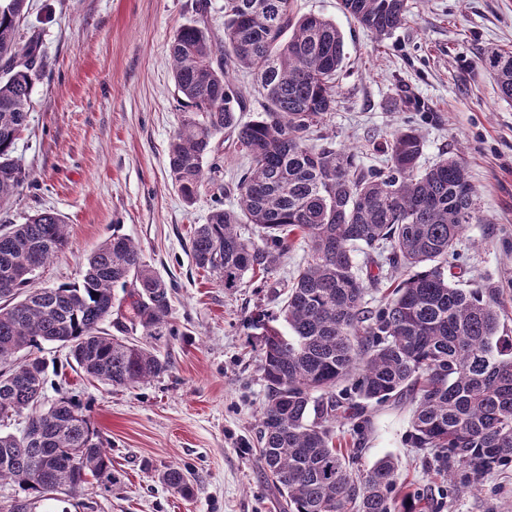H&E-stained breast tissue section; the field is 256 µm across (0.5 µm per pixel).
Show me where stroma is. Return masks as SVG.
<instances>
[{
	"label": "stroma",
	"instance_id": "obj_1",
	"mask_svg": "<svg viewBox=\"0 0 512 512\" xmlns=\"http://www.w3.org/2000/svg\"><path fill=\"white\" fill-rule=\"evenodd\" d=\"M194 3L27 0L20 32L39 33L46 67L16 144L30 178L0 225L39 210L64 217L68 245L39 270V287L80 280L85 258L112 233L131 238L174 286L175 328L156 343L169 370L128 388L88 382L67 348L44 344L47 401L91 400L117 481L108 490L90 482L74 495L60 491L34 512H283L256 443L266 389L251 318L278 313L306 245L296 241L269 277H245L230 291L195 265L193 229L205 223L214 190L203 186L194 204L184 203L167 164L182 120L169 44L194 19ZM295 5L344 35L340 95L325 129L337 147L381 167L377 145L411 124L425 137L422 166L455 155L467 167L483 221L466 226L449 263L460 287L498 289L501 323L512 332V101L480 62L489 50H512V0H408V22L380 42L340 0ZM411 414L407 404L377 406L364 432L345 420L334 437L361 449L363 470L392 456L395 496L411 493L427 512H512V462L459 489L413 448ZM171 465L193 472V498L159 483Z\"/></svg>",
	"mask_w": 512,
	"mask_h": 512
}]
</instances>
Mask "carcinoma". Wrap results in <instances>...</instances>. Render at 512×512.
<instances>
[{
    "label": "carcinoma",
    "mask_w": 512,
    "mask_h": 512,
    "mask_svg": "<svg viewBox=\"0 0 512 512\" xmlns=\"http://www.w3.org/2000/svg\"><path fill=\"white\" fill-rule=\"evenodd\" d=\"M345 15L381 41L406 24L407 0H341ZM27 0H0V208L24 188L29 172L14 156L27 126L29 101L45 69L39 36H19ZM223 36L213 32L211 0H196L195 18L170 43L173 79L183 108L167 163L185 203L204 180L224 190L218 166L205 168L215 138L228 132L247 159L206 223L194 228L197 267L224 288L245 275L271 274L295 238L308 259L288 286L279 314L253 320L258 330L265 403L257 442L266 474L285 497L287 512H422L421 502H396L398 463L384 456L358 472L361 449L333 441L336 422L370 421L373 404L414 405V447L431 448L449 479L467 487L512 462V335L500 331L499 292L448 281V257L468 224L483 221L477 191L462 161L442 158L420 170L425 139L416 127L397 129L380 148L385 167L366 166L353 151L313 136L336 109L345 59L336 23L299 16L294 0H224ZM512 101V51L481 59ZM254 75L253 90L234 82ZM261 110L248 122L254 95ZM254 224L260 241L242 237ZM67 224L41 211L0 232V422L26 416L19 434L0 432V484L14 487L16 512L88 479L106 488L116 477L92 416V404L59 398L42 411L47 378L35 351L44 342L69 349L88 380L133 387L169 369L151 344L125 335H172L171 288L119 234L87 258L81 281L33 285L68 243ZM387 242L386 263L413 274L378 307L368 306L355 257ZM131 286L123 320L103 328L114 308L112 288ZM351 384L355 398L335 389ZM158 481L194 495L191 472L170 465Z\"/></svg>",
    "instance_id": "1"
}]
</instances>
